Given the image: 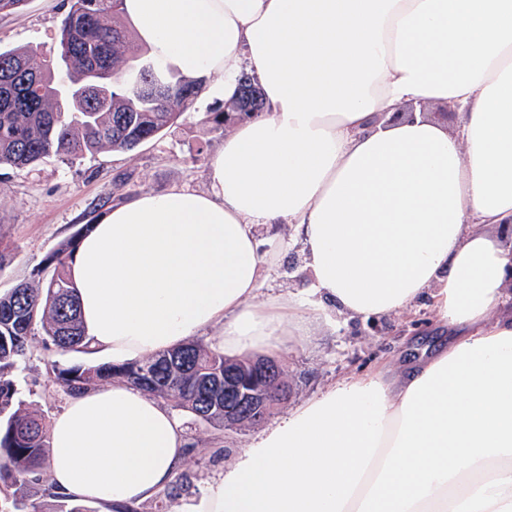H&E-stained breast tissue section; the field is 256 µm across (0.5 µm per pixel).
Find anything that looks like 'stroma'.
Instances as JSON below:
<instances>
[{"label": "stroma", "mask_w": 512, "mask_h": 512, "mask_svg": "<svg viewBox=\"0 0 512 512\" xmlns=\"http://www.w3.org/2000/svg\"><path fill=\"white\" fill-rule=\"evenodd\" d=\"M68 0H27L14 14H0V49L32 45L55 48ZM208 88H201L192 107L161 138L129 152L102 151L67 163L45 158L37 167L0 170V239L14 245L16 257L0 270V292L30 278L48 251L69 238L77 225L107 213L141 194H162L175 188L206 190L209 158L224 145L222 134L208 131L207 112L221 107ZM277 270L264 281L261 295L309 298L311 283L303 270L300 239L290 240L275 257ZM439 337L426 302L411 311L361 321L336 315L332 325L313 328L306 336H288L275 361L288 385L287 400L273 407L261 422L246 427L216 429L198 421L182 408L181 421L191 450L182 472L189 485L176 498L158 496L142 503L140 512H165L192 502L207 481L217 477L235 455L262 430L274 425L304 400L320 394L335 382L373 370L383 363L400 365L415 349ZM41 336L32 339L31 352L15 373L19 397L27 407L53 418L69 395L57 384L51 361L66 365L104 363L101 355L71 352L52 358L43 351Z\"/></svg>", "instance_id": "35a3bbf8"}]
</instances>
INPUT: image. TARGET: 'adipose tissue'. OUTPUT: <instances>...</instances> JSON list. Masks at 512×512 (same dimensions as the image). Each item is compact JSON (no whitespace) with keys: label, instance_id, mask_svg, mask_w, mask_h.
Listing matches in <instances>:
<instances>
[{"label":"adipose tissue","instance_id":"ef3b65f1","mask_svg":"<svg viewBox=\"0 0 512 512\" xmlns=\"http://www.w3.org/2000/svg\"><path fill=\"white\" fill-rule=\"evenodd\" d=\"M164 67L259 116L236 122L207 191L115 206L70 263L90 352L131 362L219 329L272 353L333 313L430 299L448 341L340 380L240 450L187 512H512V0H122ZM443 105L456 129L418 104ZM287 225L316 294L259 299ZM176 415L124 382L50 424L55 493L124 512L179 474Z\"/></svg>","mask_w":512,"mask_h":512}]
</instances>
